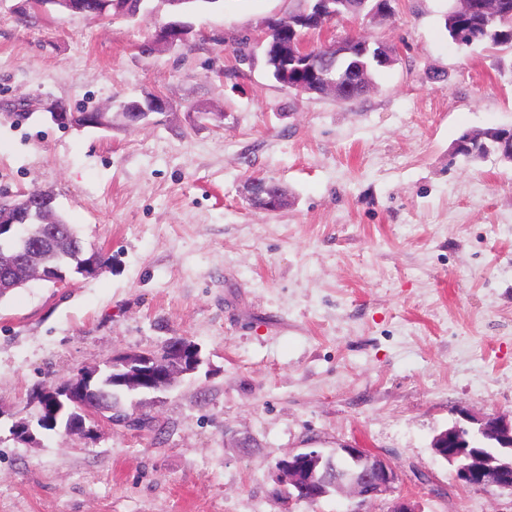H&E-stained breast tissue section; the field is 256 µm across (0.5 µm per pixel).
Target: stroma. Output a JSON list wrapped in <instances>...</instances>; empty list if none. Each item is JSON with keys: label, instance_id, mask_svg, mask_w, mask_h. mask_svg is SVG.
<instances>
[{"label": "stroma", "instance_id": "stroma-1", "mask_svg": "<svg viewBox=\"0 0 512 512\" xmlns=\"http://www.w3.org/2000/svg\"><path fill=\"white\" fill-rule=\"evenodd\" d=\"M455 2L394 0L314 34L395 51L339 102L268 73L264 20L295 0H202L184 45L156 41L161 0L132 20L0 0V196L52 194L112 256L0 299V512H287L275 462L354 442L420 512H512L511 494L455 486L432 449L466 417L512 419V163L454 152L512 126V52L452 42ZM148 94L170 109L140 126L42 112ZM253 178L287 206L252 205ZM175 338L204 362L143 397L156 431L10 439L36 387ZM55 103L62 109H67V114H65L64 112H50L51 120L59 125L68 126L69 116L71 125L78 128H108L112 126V115H109V112H103L98 109L91 111L81 110L78 112H71L63 103ZM87 115L95 117V122H87Z\"/></svg>", "mask_w": 512, "mask_h": 512}]
</instances>
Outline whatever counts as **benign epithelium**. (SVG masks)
<instances>
[{
    "label": "benign epithelium",
    "mask_w": 512,
    "mask_h": 512,
    "mask_svg": "<svg viewBox=\"0 0 512 512\" xmlns=\"http://www.w3.org/2000/svg\"><path fill=\"white\" fill-rule=\"evenodd\" d=\"M340 0H317L314 13L307 12L294 14L283 21L271 18L267 22L266 37L270 38L267 44L269 55L276 61L288 59L296 61L311 53L292 39H271L272 33L283 24L292 29L302 22L310 27L323 28L338 17V4ZM463 11L470 12H508V4L503 0H463ZM187 27L181 22H170L162 25L157 33L161 39L170 42L185 40ZM356 40L350 37L325 43V46L336 50V53H348L351 56V71L359 73L363 67L362 55L356 53L353 45ZM278 83L301 93L323 91L332 95H341L350 86L348 80L328 82L315 80L310 84L300 86L289 80V71L284 70ZM134 107L133 116L139 120L149 116L159 109L165 108V102L154 99L146 101H131ZM268 180L252 179L247 184L250 199L265 198L269 206L279 205L276 197L268 194ZM23 213L19 211H6L0 214V228L3 230H18L24 225ZM204 362L201 348L193 342L171 341L164 346L160 354L141 352L136 354H123L112 359L114 365H127L131 367L127 380L139 392H156L172 383L177 373L190 374L198 370ZM43 424L58 431L60 429L78 432L90 436L94 427L87 423L86 417L75 412H69L63 406H57L43 421ZM477 431L487 435L498 447L495 455L487 456L483 453L470 451L467 439L469 431L455 425L438 434L432 443L435 454L456 466L455 477L459 484L467 488L512 492V421L499 416H485L476 420ZM336 460H344L352 465L362 466L360 474H344L336 471V491H344L349 497L358 500V505L376 501L395 493L399 483V475L390 460L377 452L358 445H344L334 453H325L318 448H304L298 452L276 461L273 471L275 482L279 487L290 486L295 490L288 505L317 500L328 496L327 477L328 466ZM387 512H420L411 498L399 495L389 502Z\"/></svg>",
    "instance_id": "7a95c632"
}]
</instances>
